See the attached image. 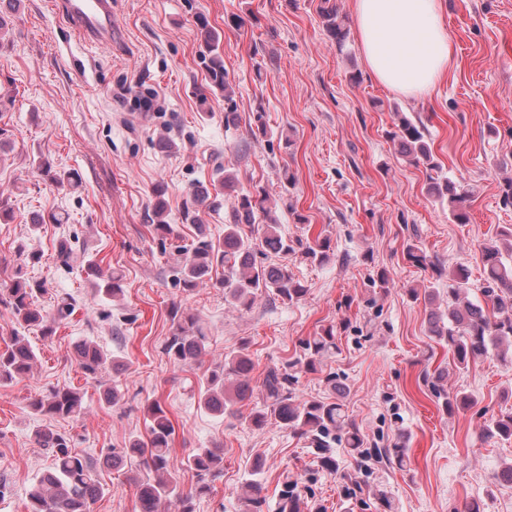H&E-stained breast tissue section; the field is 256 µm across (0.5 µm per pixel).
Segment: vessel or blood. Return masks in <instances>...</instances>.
I'll return each instance as SVG.
<instances>
[{
	"label": "vessel or blood",
	"instance_id": "vessel-or-blood-1",
	"mask_svg": "<svg viewBox=\"0 0 512 512\" xmlns=\"http://www.w3.org/2000/svg\"><path fill=\"white\" fill-rule=\"evenodd\" d=\"M113 0H59L57 7L67 28L86 42L112 44Z\"/></svg>",
	"mask_w": 512,
	"mask_h": 512
}]
</instances>
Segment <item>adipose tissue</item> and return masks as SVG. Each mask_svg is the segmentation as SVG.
I'll use <instances>...</instances> for the list:
<instances>
[{
    "label": "adipose tissue",
    "instance_id": "ef3b65f1",
    "mask_svg": "<svg viewBox=\"0 0 512 512\" xmlns=\"http://www.w3.org/2000/svg\"><path fill=\"white\" fill-rule=\"evenodd\" d=\"M441 0H352L359 46L377 80L406 97L432 95L454 66Z\"/></svg>",
    "mask_w": 512,
    "mask_h": 512
}]
</instances>
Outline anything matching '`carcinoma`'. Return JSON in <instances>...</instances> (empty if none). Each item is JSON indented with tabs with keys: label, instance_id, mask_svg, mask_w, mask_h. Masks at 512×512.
<instances>
[{
	"label": "carcinoma",
	"instance_id": "cac0c4a2",
	"mask_svg": "<svg viewBox=\"0 0 512 512\" xmlns=\"http://www.w3.org/2000/svg\"><path fill=\"white\" fill-rule=\"evenodd\" d=\"M319 15L330 39L339 52L344 51L349 38L346 19L333 0H321ZM203 42L209 46L208 68L211 79L224 88V99L232 101V91L226 81L224 59L217 52L219 37L204 20H199ZM394 130L390 138L399 153L414 166H422L427 173V192L442 203L448 204V214L456 224L470 221L468 202L470 192L464 181L442 172L435 161L424 126L402 112H395ZM218 182L225 189L236 192L237 203L224 224V238L215 240L202 228L187 249L186 256L178 263L175 283L191 293L205 280L211 279L213 270L224 269V278L217 287L224 289V302L239 309H248L262 294H269L284 304L300 301L306 294L305 286L294 278L286 264L259 263L257 254L265 252L274 256L300 252L301 257L319 265L331 258V241L327 236L298 239L292 243L279 232L274 223L262 224L268 218L265 207L266 194L237 189L235 174L218 172ZM152 225L154 235L163 242L177 236L174 225L164 221L167 211L165 189L153 191ZM215 205L206 189L193 188L183 203V218L195 223L203 207ZM406 257L413 265L441 272L438 261L431 259L422 249L410 245ZM480 260L485 275L484 301L473 302L469 294V270L462 263L455 268L452 283L448 284L447 310H430L427 331L439 345H446L453 353L454 366L459 370L489 354L503 341H512V226L497 233L496 238L483 245ZM87 271L98 279V291L116 298L124 293L123 277L117 272L105 274L90 261ZM45 291L43 285L32 284L21 276L0 288V306L13 318L14 327L9 343L0 351V384L10 383L31 373L37 360L36 348L24 336L30 326L40 328L43 337L54 335L56 325L72 315L74 303L67 298L58 300L54 313H43L35 297ZM169 336L162 345V352L177 364H196L206 351L207 336L199 326L196 314L178 306L169 312ZM336 352V333L327 327L302 342V354L280 366L268 368L263 380V403L250 415L252 426L260 429L277 425L304 437L309 451L321 469L337 473L341 463L334 445L341 443L349 449L357 463L364 459L377 462L390 460L387 448L365 447L359 427L346 414L342 385L336 376L326 377L334 397L326 400H301L296 394L297 374L312 372L317 364ZM77 363L85 375L95 379L107 368L117 374L128 369V364L118 358H109L100 347L86 341L74 345ZM254 362L247 350L240 347L224 354V361L209 367L199 378V405L218 416H235L236 405L253 395ZM445 373L437 369L434 374L424 373L423 381L432 383L435 394L442 399L441 406L448 413L470 408L474 401L459 394L444 393L439 382ZM30 407L49 417H72L82 411V396L68 388L55 386L33 399ZM484 433L504 440L512 438V413L502 414L485 425ZM174 426L161 403L153 401L147 407V435L132 436L126 447L112 451L104 462L121 468L127 459H136L143 471L130 477L139 512H161V505L175 498L178 512H191V500L211 490L210 481L218 477L224 467L223 449L197 448L188 457L186 466L196 483L188 493L178 490V482L169 469V451ZM39 447L48 451L52 466L43 471L28 491L27 512H91V505L103 495V488L94 479L96 464L88 457L74 451L71 440L50 428L36 432ZM264 461L255 459L248 478L245 479L243 512H264L267 497L259 480ZM304 502L294 484L285 482L279 493L276 512H302Z\"/></svg>",
	"mask_w": 512,
	"mask_h": 512
}]
</instances>
